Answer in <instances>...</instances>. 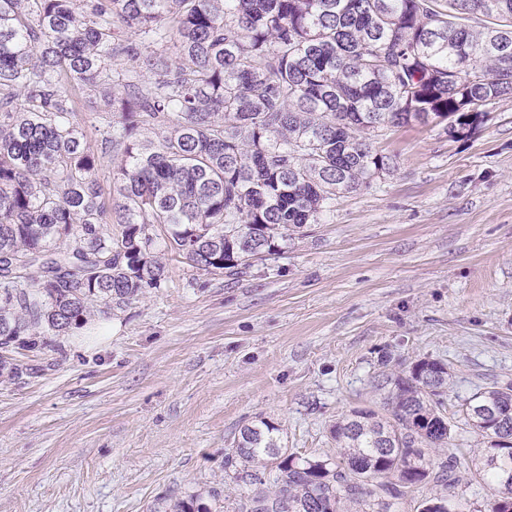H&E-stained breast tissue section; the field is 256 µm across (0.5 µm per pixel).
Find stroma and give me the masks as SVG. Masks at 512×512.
<instances>
[{
    "label": "stroma",
    "mask_w": 512,
    "mask_h": 512,
    "mask_svg": "<svg viewBox=\"0 0 512 512\" xmlns=\"http://www.w3.org/2000/svg\"><path fill=\"white\" fill-rule=\"evenodd\" d=\"M469 138L379 132L394 162L235 276L166 254L160 287L0 375V512H235L224 453L266 420L298 454L381 408V357L450 364L452 401L512 381V98Z\"/></svg>",
    "instance_id": "stroma-1"
}]
</instances>
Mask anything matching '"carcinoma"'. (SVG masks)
Masks as SVG:
<instances>
[{
  "instance_id": "obj_1",
  "label": "carcinoma",
  "mask_w": 512,
  "mask_h": 512,
  "mask_svg": "<svg viewBox=\"0 0 512 512\" xmlns=\"http://www.w3.org/2000/svg\"><path fill=\"white\" fill-rule=\"evenodd\" d=\"M87 86L105 99L97 154L76 119ZM504 97L512 0H0V370L29 374L12 354L159 287L163 249L230 276L277 252L393 167L372 145L386 126L432 118L457 136ZM381 376L383 411L337 420L334 457L243 426L224 455L238 512H394L416 491V512H467L459 489L475 482L491 490L485 512H512V382L459 403L486 443L463 463L435 458L453 439L450 368ZM98 176L103 188V199L105 200L106 206L108 210H110L111 207L113 209L119 200L116 192L114 191L115 186L113 185L112 155L103 160L102 166L98 171Z\"/></svg>"
}]
</instances>
